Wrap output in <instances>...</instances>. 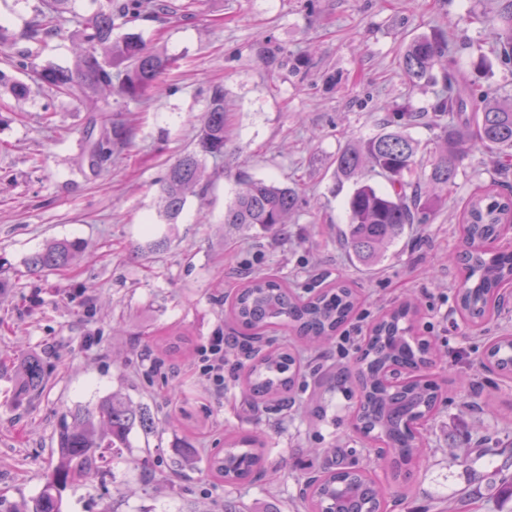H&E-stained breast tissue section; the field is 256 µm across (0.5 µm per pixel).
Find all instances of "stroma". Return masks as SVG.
<instances>
[{"label": "stroma", "instance_id": "35a3bbf8", "mask_svg": "<svg viewBox=\"0 0 512 512\" xmlns=\"http://www.w3.org/2000/svg\"><path fill=\"white\" fill-rule=\"evenodd\" d=\"M106 6L70 0L68 33ZM39 7L0 0V26L17 40L0 53L25 49L38 64L73 65L68 33L23 40ZM498 9L499 0H196L187 16L136 19L126 32L178 66L147 102L110 98L111 117L132 125L133 138L99 169L84 154L93 113L45 89L18 97L0 87V359L37 355L46 376L43 392L19 404L10 374L0 375V497L24 512L51 471L61 415L113 394L147 407L156 427L133 430L106 472L67 489L61 512H302L303 478L351 463L371 468L394 512H501L498 491L512 479V377L482 362L489 337L512 332V302L468 329L456 310L464 271L454 261L464 249L462 205L497 180L494 164L472 148L447 200L371 269L340 239L353 186L337 184L331 166L396 109L431 111L440 84L411 81L401 67L412 38L443 32L464 63L491 55ZM217 85L228 151L223 162L205 161V198L189 196L169 223L161 179L193 142ZM242 172L297 187L299 210L284 230L225 223ZM162 235L167 246L147 250ZM66 238L85 244L74 265L26 274V256ZM257 272L302 295L339 279L361 295L335 344L301 347L310 372L276 421L251 409L240 373L220 386L205 376L198 353L225 331V300ZM407 298L420 302L417 330L443 356L428 370L442 401L404 480L376 463L353 427L352 371L370 324ZM171 331L188 333L186 354L162 355ZM228 431L266 434L263 479L228 486L209 476L206 458Z\"/></svg>", "mask_w": 512, "mask_h": 512}]
</instances>
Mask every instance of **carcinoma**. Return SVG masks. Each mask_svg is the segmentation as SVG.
Here are the masks:
<instances>
[{
	"instance_id": "carcinoma-1",
	"label": "carcinoma",
	"mask_w": 512,
	"mask_h": 512,
	"mask_svg": "<svg viewBox=\"0 0 512 512\" xmlns=\"http://www.w3.org/2000/svg\"><path fill=\"white\" fill-rule=\"evenodd\" d=\"M38 19L23 38L40 41L65 33L63 13L70 0H40ZM169 11L163 0H108L101 9L78 22L70 34L76 60L71 68L41 66L18 51L8 64L27 75L35 85L82 103L102 96L105 111L112 93L129 100L142 98L150 89L160 90V76L176 67L177 59L147 47L139 37L125 34L112 39V32L130 18L158 16ZM495 29L494 55L512 65V0H502ZM441 67L444 86L433 107V115L402 109L397 117L409 124L415 120L445 115L456 121L441 127L439 144L427 154L420 141L398 129L383 128L372 137L352 142L336 154L334 178L353 182L347 202L348 222L342 236L356 261L376 265L407 227L420 223L442 203L444 193L456 184L459 165L473 146L497 157L502 182L512 175V94H496L478 88L460 77L456 59L450 55L448 36L412 39L403 53V67L413 80H433ZM130 129L114 121L100 137L89 143L91 163L112 157V147L125 145ZM224 89H212L193 146L185 149L162 179L163 211L175 223L190 195L204 197V164L207 157L224 158L226 152ZM420 171L414 180L404 176ZM372 173L386 181L377 187L366 180ZM224 210V223L247 224L276 230L288 223L298 207V193L248 174ZM512 223V196L489 190L471 196L461 215L460 232L465 251L458 256L466 272L456 292V305L471 328H480L500 311V291L512 286V251L492 246ZM85 245L80 240H54L24 260L26 272L41 276L63 270L77 259ZM359 293L347 281L331 283L300 296L275 274H254L235 294L229 317L237 329L230 349L247 351L244 386L254 407L281 412L288 409L290 394L303 375L300 359L275 345L270 333L289 328L311 346L331 341L357 311ZM417 311L411 303L399 304L371 325L357 348L355 381L359 404L354 428L381 444L378 456L389 461L395 472L413 468L419 461L423 438L414 428L427 422L440 402V386L426 373L433 362L434 344L414 334ZM393 366L409 371L400 385L387 383ZM483 366L490 372L512 374V335L495 337L488 345ZM16 400L21 403L40 393L44 370L39 358L25 356L14 363ZM148 433L154 429L149 410L110 396L91 406H78L62 415L55 437V465L31 512H60L61 493L75 481L100 471L105 452L127 441L134 427ZM264 442L250 434L227 435L224 447L206 458L207 470L217 480L241 485L260 476L265 462ZM304 512H387L384 488L369 470L360 467L324 471L304 480Z\"/></svg>"
}]
</instances>
